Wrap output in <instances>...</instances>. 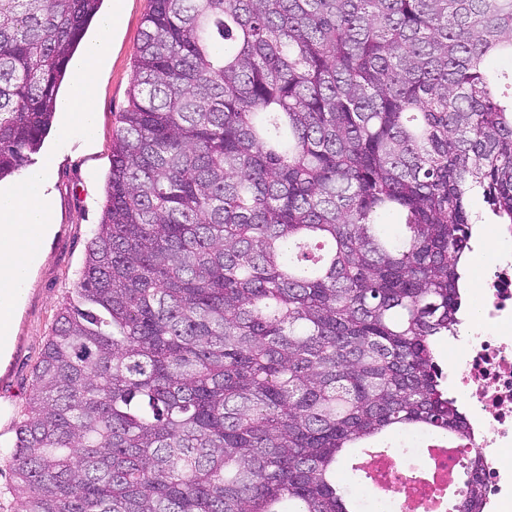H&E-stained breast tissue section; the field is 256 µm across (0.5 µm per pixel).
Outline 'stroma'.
I'll use <instances>...</instances> for the list:
<instances>
[{
    "label": "stroma",
    "mask_w": 512,
    "mask_h": 512,
    "mask_svg": "<svg viewBox=\"0 0 512 512\" xmlns=\"http://www.w3.org/2000/svg\"><path fill=\"white\" fill-rule=\"evenodd\" d=\"M150 0H123L111 34V50L100 73L96 120L90 137L61 132L53 121L32 169L47 168L55 231L42 244V261L31 274L29 288L14 320L20 344L10 359H0V373L12 371L19 393L16 416H23L32 390L33 368L52 334L62 307L72 301L93 231L101 222L106 183L112 163V143L120 115L129 103L134 59Z\"/></svg>",
    "instance_id": "1"
}]
</instances>
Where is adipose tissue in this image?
Returning <instances> with one entry per match:
<instances>
[{
  "instance_id": "adipose-tissue-1",
  "label": "adipose tissue",
  "mask_w": 512,
  "mask_h": 512,
  "mask_svg": "<svg viewBox=\"0 0 512 512\" xmlns=\"http://www.w3.org/2000/svg\"><path fill=\"white\" fill-rule=\"evenodd\" d=\"M110 30V23H103L84 61L73 73L72 104L62 125L64 133H83L93 126L99 75L110 53ZM47 181V171H39L11 187L6 198H0V252L19 249L16 226L51 222L52 202Z\"/></svg>"
}]
</instances>
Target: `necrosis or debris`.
<instances>
[{
	"label": "necrosis or debris",
	"instance_id": "obj_1",
	"mask_svg": "<svg viewBox=\"0 0 512 512\" xmlns=\"http://www.w3.org/2000/svg\"><path fill=\"white\" fill-rule=\"evenodd\" d=\"M483 298L479 320H464L452 335L449 385L462 401L465 429L455 439L420 436L414 469L396 456L366 462L372 491L388 494L390 512H456L471 478L465 460L481 458L482 512H512V251L493 256L477 281Z\"/></svg>",
	"mask_w": 512,
	"mask_h": 512
}]
</instances>
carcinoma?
Returning <instances> with one entry per match:
<instances>
[{"instance_id": "1", "label": "carcinoma", "mask_w": 512, "mask_h": 512, "mask_svg": "<svg viewBox=\"0 0 512 512\" xmlns=\"http://www.w3.org/2000/svg\"><path fill=\"white\" fill-rule=\"evenodd\" d=\"M100 4L0 0V180ZM503 56L512 0H151L102 221L15 423L17 512H375L336 484L351 449L463 432L435 344L472 197L512 225Z\"/></svg>"}]
</instances>
